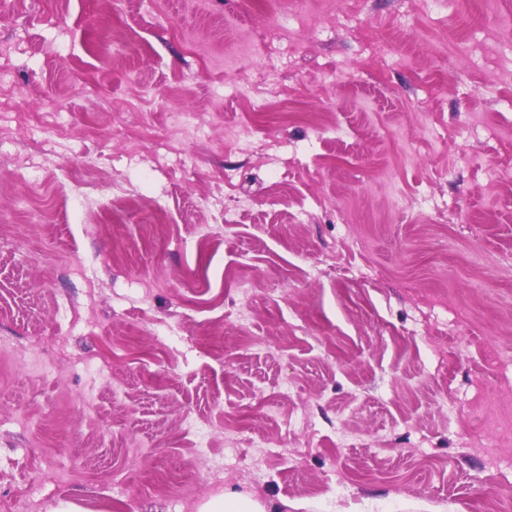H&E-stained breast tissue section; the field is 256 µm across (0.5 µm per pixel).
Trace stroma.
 Wrapping results in <instances>:
<instances>
[{"instance_id": "obj_1", "label": "stroma", "mask_w": 512, "mask_h": 512, "mask_svg": "<svg viewBox=\"0 0 512 512\" xmlns=\"http://www.w3.org/2000/svg\"><path fill=\"white\" fill-rule=\"evenodd\" d=\"M296 6L0 0V495L27 512H512V0H337L253 112L223 90L270 64L241 34ZM243 122L260 150L225 146ZM198 512H273L266 504L242 493L225 490L198 507Z\"/></svg>"}]
</instances>
